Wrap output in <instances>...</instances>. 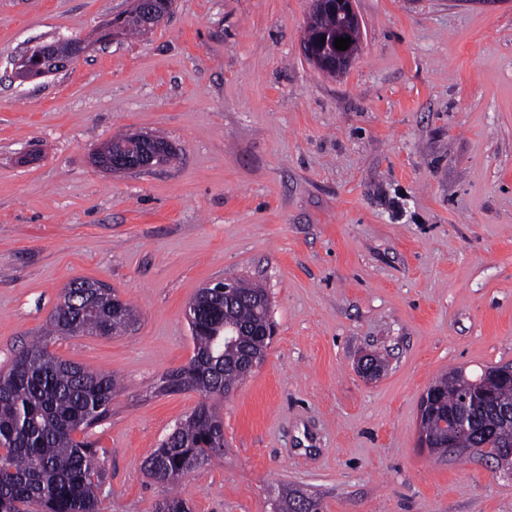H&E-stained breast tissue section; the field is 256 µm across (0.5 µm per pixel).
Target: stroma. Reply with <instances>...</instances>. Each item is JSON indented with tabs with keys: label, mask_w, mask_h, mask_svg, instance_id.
Wrapping results in <instances>:
<instances>
[{
	"label": "stroma",
	"mask_w": 512,
	"mask_h": 512,
	"mask_svg": "<svg viewBox=\"0 0 512 512\" xmlns=\"http://www.w3.org/2000/svg\"><path fill=\"white\" fill-rule=\"evenodd\" d=\"M131 8L0 0V371L72 280L138 312L48 342L120 382L81 435L100 512H154L144 463L201 400L161 381L193 355L189 302L224 278L265 288L276 332L217 402L224 456L182 479L191 512H272L284 487L323 512H512V476L418 446L432 382L512 364V0H356L339 76L302 52L310 0H174L154 31L101 40ZM75 36L92 46L70 68L17 77L22 52ZM129 133L176 158L99 169Z\"/></svg>",
	"instance_id": "stroma-1"
}]
</instances>
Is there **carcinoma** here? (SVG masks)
<instances>
[{"label":"carcinoma","mask_w":512,"mask_h":512,"mask_svg":"<svg viewBox=\"0 0 512 512\" xmlns=\"http://www.w3.org/2000/svg\"><path fill=\"white\" fill-rule=\"evenodd\" d=\"M125 35L141 33L134 12L109 22ZM344 28L334 14L309 15V42L319 31L334 35ZM238 301L224 311V321L212 332L192 336L194 355L189 364L165 376V388H191L202 401L173 431V440L162 443L144 463L145 474L166 489L155 504V512H188V502L176 491L184 476L195 467L224 456V420L210 400L230 393L245 378L238 362L248 354L265 353L270 338L258 334V324L270 309L254 304L265 289L236 280ZM121 308L122 325L135 319V309L120 300L114 290L86 300L78 307L61 293L49 319L47 335L77 336L85 333L112 334V303ZM499 370L489 367L479 376L467 377L453 370L431 384L439 393V409L463 404L466 382H476ZM117 382L107 373L89 370L63 360L39 338L21 350L7 372H0V512H100L96 494L101 472L95 451L75 434L91 427L109 411ZM276 512H322L321 501L299 496L286 489L279 492Z\"/></svg>","instance_id":"obj_1"}]
</instances>
